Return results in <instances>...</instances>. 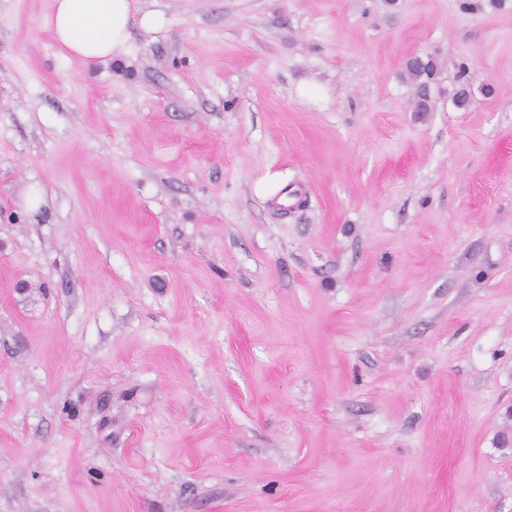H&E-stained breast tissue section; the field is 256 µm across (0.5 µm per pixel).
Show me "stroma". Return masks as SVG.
I'll return each instance as SVG.
<instances>
[{
  "mask_svg": "<svg viewBox=\"0 0 512 512\" xmlns=\"http://www.w3.org/2000/svg\"><path fill=\"white\" fill-rule=\"evenodd\" d=\"M138 5L0 0V512H512V0ZM54 1L55 40L86 63H119L129 52L133 26L151 33L169 24L163 12H141L138 0ZM437 70H434V64L427 62L424 64L410 65L406 69L407 78L416 86V93L423 97L427 94V81L434 79Z\"/></svg>",
  "mask_w": 512,
  "mask_h": 512,
  "instance_id": "35a3bbf8",
  "label": "stroma"
}]
</instances>
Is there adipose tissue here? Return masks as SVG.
I'll use <instances>...</instances> for the list:
<instances>
[{
  "label": "adipose tissue",
  "mask_w": 512,
  "mask_h": 512,
  "mask_svg": "<svg viewBox=\"0 0 512 512\" xmlns=\"http://www.w3.org/2000/svg\"><path fill=\"white\" fill-rule=\"evenodd\" d=\"M160 11H141L138 0H55L51 26L55 40L83 62H120L129 52L131 29L167 28Z\"/></svg>",
  "instance_id": "adipose-tissue-1"
}]
</instances>
